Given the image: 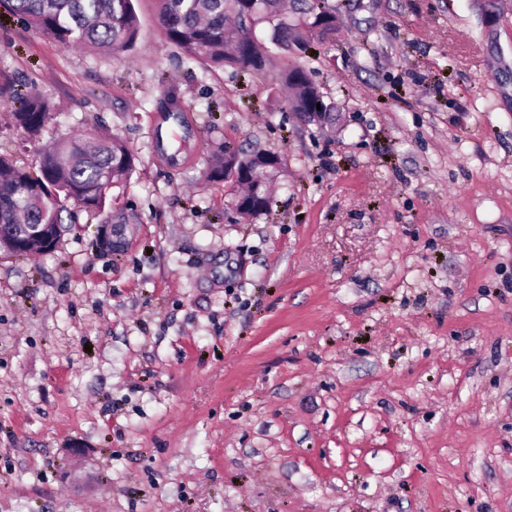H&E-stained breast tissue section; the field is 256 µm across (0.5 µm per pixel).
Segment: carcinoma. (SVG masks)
<instances>
[{"label": "carcinoma", "instance_id": "cac0c4a2", "mask_svg": "<svg viewBox=\"0 0 512 512\" xmlns=\"http://www.w3.org/2000/svg\"><path fill=\"white\" fill-rule=\"evenodd\" d=\"M323 0H308L304 17L297 23L279 9V0H157L158 18L167 40L188 59L206 68L236 66L262 71L279 60V76L290 86V102L297 116L331 111L324 97L299 65L289 57L306 54V34L325 42L336 32L333 16L320 7ZM0 10L18 16L63 48L112 49L117 52L135 47L139 24L133 0H0ZM237 19L246 34L247 17L253 24L269 27L267 60L245 53L225 37L228 17ZM57 115L55 104L37 90H29L13 111L14 125L29 138L41 135ZM246 160L248 156L229 147L213 155L210 176L224 178V162ZM134 170V157L117 137H97L90 141H60L41 154L35 172L17 165L8 153H0V232L11 224H62L74 222L70 204L105 211L106 184L128 178Z\"/></svg>", "mask_w": 512, "mask_h": 512}]
</instances>
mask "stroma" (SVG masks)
<instances>
[{"label": "stroma", "mask_w": 512, "mask_h": 512, "mask_svg": "<svg viewBox=\"0 0 512 512\" xmlns=\"http://www.w3.org/2000/svg\"><path fill=\"white\" fill-rule=\"evenodd\" d=\"M303 59L183 57L136 0L117 55L0 13V74L135 158L54 252L0 254V512H512V0H326ZM279 156L269 212L208 178ZM118 224L113 248L102 224ZM251 155H243L234 149L224 145L213 155L210 176L217 179H224L234 185L244 182L248 179L250 169L253 165H260L266 169H277L280 166V158L274 154H259L253 156L251 161L239 162L238 160H247ZM224 160L232 162L224 165ZM235 160V161H234Z\"/></svg>", "instance_id": "obj_1"}]
</instances>
